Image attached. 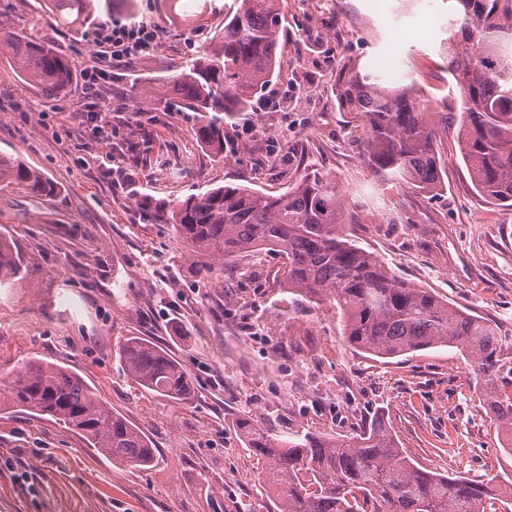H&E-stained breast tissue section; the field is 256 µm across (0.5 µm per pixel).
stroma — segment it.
<instances>
[{
	"mask_svg": "<svg viewBox=\"0 0 512 512\" xmlns=\"http://www.w3.org/2000/svg\"><path fill=\"white\" fill-rule=\"evenodd\" d=\"M174 16L169 0L133 11L94 0L98 24L68 28L45 0H0V22L53 43L77 69L99 24L153 20L159 49L100 80L94 122L74 110L84 78L49 97L0 53V154L56 187L39 196L0 183V235L23 262L0 288V382L40 359L81 375L108 408L151 441L150 466L112 462L54 419L0 410V512H276L262 463L238 428L336 438L384 415L418 467L503 487L495 424L472 363L447 348L381 359L354 350L334 302L280 286L281 254L253 253L197 275L171 225L141 200L174 205L224 184L278 194L298 161L331 172L353 215L346 232L405 280L512 332V210L474 190L458 145L460 94L442 48L451 0H285L282 73L237 127L223 156L197 141L199 113L179 103L135 108L133 86L177 74L207 46L233 0ZM430 22L431 36L394 43L392 23ZM412 82L437 113L444 190L433 200L371 170L363 132L340 111L334 85L350 65ZM104 127L102 137L93 125ZM140 336L177 360L193 383L176 402L128 375L120 344Z\"/></svg>",
	"mask_w": 512,
	"mask_h": 512,
	"instance_id": "obj_1",
	"label": "stroma"
}]
</instances>
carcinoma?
I'll list each match as a JSON object with an SVG mask.
<instances>
[{
    "instance_id": "obj_1",
    "label": "carcinoma",
    "mask_w": 512,
    "mask_h": 512,
    "mask_svg": "<svg viewBox=\"0 0 512 512\" xmlns=\"http://www.w3.org/2000/svg\"><path fill=\"white\" fill-rule=\"evenodd\" d=\"M448 36V78L461 93L458 139L474 189L489 203L512 208V0H454ZM62 25L96 20L92 0H46ZM283 0H234L224 28L154 95L176 98L202 122L197 139L224 155V128L250 111L279 74ZM0 46L22 77L48 96L65 91L76 65L49 42L0 24ZM339 107L362 121L371 169L431 197L441 170L435 121L413 84L391 86L356 65L339 74ZM51 195L43 173L0 156V183ZM167 214L182 244L200 258L226 261L256 251L284 254L283 288L306 300L336 301L342 334L353 348L379 358L446 347L467 356L476 388L512 457V336L495 322L455 306L398 277L347 237L348 220L336 178L299 167L288 188L272 195L220 185L182 201ZM21 260L0 237V285L20 275ZM129 375L165 398L191 397L182 365L140 337L120 345ZM49 416L115 463L146 467L154 449L142 431L105 406L77 373L34 360L0 388V408ZM240 429L264 461L259 480L277 512H490L497 496L484 483L417 467L377 418L348 439L305 433L273 435L249 421Z\"/></svg>"
}]
</instances>
